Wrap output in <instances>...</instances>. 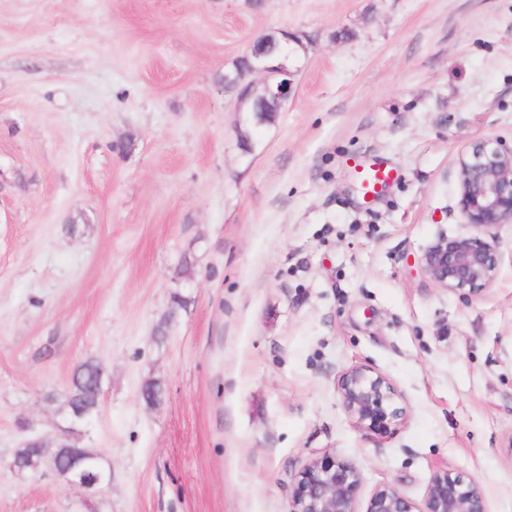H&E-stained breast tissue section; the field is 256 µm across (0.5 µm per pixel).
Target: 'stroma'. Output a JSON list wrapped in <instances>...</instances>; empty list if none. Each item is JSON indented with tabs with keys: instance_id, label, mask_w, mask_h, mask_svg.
Segmentation results:
<instances>
[{
	"instance_id": "35a3bbf8",
	"label": "stroma",
	"mask_w": 512,
	"mask_h": 512,
	"mask_svg": "<svg viewBox=\"0 0 512 512\" xmlns=\"http://www.w3.org/2000/svg\"><path fill=\"white\" fill-rule=\"evenodd\" d=\"M271 29L294 91L257 126L222 77ZM482 139L512 145V0H0V512H288L325 454L357 512L444 469L512 512V224L479 294L419 263ZM87 361L112 480L77 496L10 462ZM353 366L398 392L387 433L348 417ZM359 186L363 199L376 198L390 181L394 179V169L380 159L358 165Z\"/></svg>"
}]
</instances>
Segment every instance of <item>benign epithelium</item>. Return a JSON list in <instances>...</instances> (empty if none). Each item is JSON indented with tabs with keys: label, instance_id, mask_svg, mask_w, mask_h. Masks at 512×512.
<instances>
[{
	"label": "benign epithelium",
	"instance_id": "7a95c632",
	"mask_svg": "<svg viewBox=\"0 0 512 512\" xmlns=\"http://www.w3.org/2000/svg\"><path fill=\"white\" fill-rule=\"evenodd\" d=\"M291 37L284 30L267 32L252 44L247 57L249 69L224 70V83L241 88L244 105L252 98V76H264L263 98L279 104L293 92L294 71L285 44ZM458 207L470 232L439 234L419 258L428 278L450 291L477 293L489 287L499 262L497 229L512 224V147L485 139L472 143L458 161ZM337 391L355 427L367 436L381 435L403 415L398 394L382 374L364 366L344 370ZM40 448L39 462L28 463L26 449ZM94 454L76 446L73 430L52 440H34L19 449L10 468L17 471L41 469L55 475L66 489L76 493L101 492L112 473L90 466ZM361 474L333 455L309 461L294 477L289 512H357ZM366 512H487L484 493L472 479L453 471L436 473L427 488L424 508L391 486L378 488L369 499Z\"/></svg>",
	"mask_w": 512,
	"mask_h": 512
}]
</instances>
